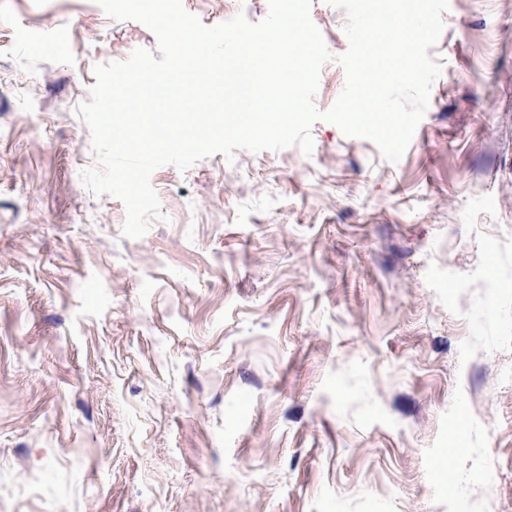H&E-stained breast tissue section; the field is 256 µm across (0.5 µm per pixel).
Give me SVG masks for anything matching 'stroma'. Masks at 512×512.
Here are the masks:
<instances>
[{
	"instance_id": "1",
	"label": "stroma",
	"mask_w": 512,
	"mask_h": 512,
	"mask_svg": "<svg viewBox=\"0 0 512 512\" xmlns=\"http://www.w3.org/2000/svg\"><path fill=\"white\" fill-rule=\"evenodd\" d=\"M231 3L269 10L182 0ZM311 18L324 111L347 16ZM443 19L400 161L320 121L309 156L163 166L128 239L76 109L156 35L0 0V512H512V0Z\"/></svg>"
}]
</instances>
